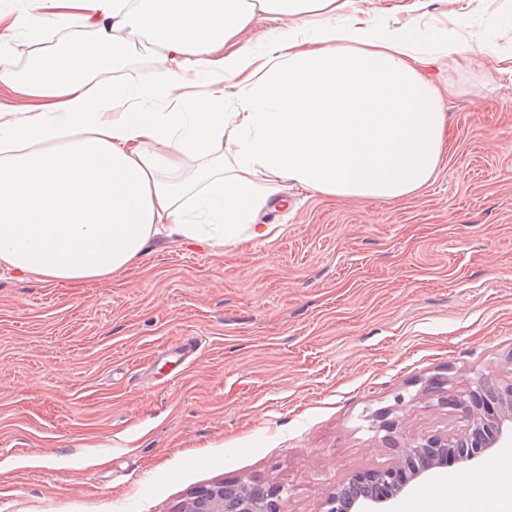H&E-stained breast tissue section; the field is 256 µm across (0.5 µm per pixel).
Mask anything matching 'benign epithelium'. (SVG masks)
Wrapping results in <instances>:
<instances>
[{"label": "benign epithelium", "mask_w": 512, "mask_h": 512, "mask_svg": "<svg viewBox=\"0 0 512 512\" xmlns=\"http://www.w3.org/2000/svg\"><path fill=\"white\" fill-rule=\"evenodd\" d=\"M438 407L459 413L462 426L452 432L424 434L401 442L395 436L404 397L377 412L373 427L385 432L382 442L397 448L386 466L355 471L336 482L325 495L322 512H385L383 505L427 474L450 463H467L492 452L512 424V376L481 375L462 389L443 380L429 391ZM281 485L215 482L194 489L178 512H285Z\"/></svg>", "instance_id": "obj_1"}]
</instances>
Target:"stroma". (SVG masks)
I'll use <instances>...</instances> for the list:
<instances>
[{
  "mask_svg": "<svg viewBox=\"0 0 512 512\" xmlns=\"http://www.w3.org/2000/svg\"><path fill=\"white\" fill-rule=\"evenodd\" d=\"M504 0H424L470 65L435 177L396 200L284 184L267 239L212 250L165 236L79 288L0 269V512H176L217 481L278 484L321 512L346 475L395 456L369 416L403 395L398 438L446 432L437 379L512 372V55ZM197 339L190 356L170 347ZM38 459L35 467L19 466Z\"/></svg>",
  "mask_w": 512,
  "mask_h": 512,
  "instance_id": "obj_1",
  "label": "stroma"
}]
</instances>
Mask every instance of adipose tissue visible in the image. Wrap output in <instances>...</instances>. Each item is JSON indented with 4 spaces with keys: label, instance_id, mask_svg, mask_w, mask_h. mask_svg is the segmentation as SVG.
Returning <instances> with one entry per match:
<instances>
[{
    "label": "adipose tissue",
    "instance_id": "adipose-tissue-1",
    "mask_svg": "<svg viewBox=\"0 0 512 512\" xmlns=\"http://www.w3.org/2000/svg\"><path fill=\"white\" fill-rule=\"evenodd\" d=\"M421 0L372 16L358 0H18L0 23L24 31L23 71L0 69V268L48 284L112 278L162 234L211 248L288 181L327 197L389 200L433 176L448 114L425 75L473 50L457 31L415 44ZM277 21L241 43L256 16ZM92 30L93 39L73 33ZM58 47L45 46L47 33ZM158 64L108 78L131 35ZM448 512H512V476L447 501Z\"/></svg>",
    "mask_w": 512,
    "mask_h": 512
}]
</instances>
